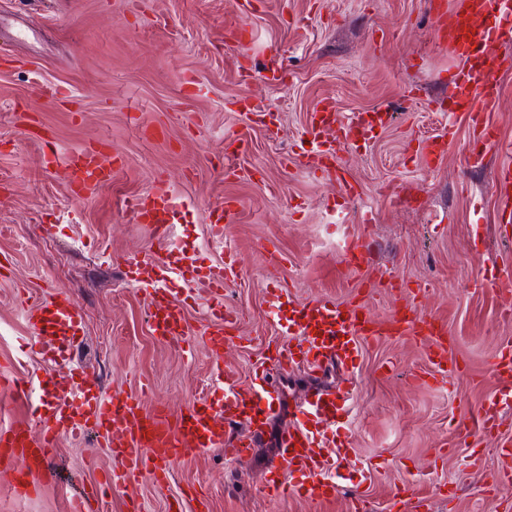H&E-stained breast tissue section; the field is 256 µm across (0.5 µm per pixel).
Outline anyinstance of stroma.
Returning a JSON list of instances; mask_svg holds the SVG:
<instances>
[{
	"mask_svg": "<svg viewBox=\"0 0 512 512\" xmlns=\"http://www.w3.org/2000/svg\"><path fill=\"white\" fill-rule=\"evenodd\" d=\"M0 0V376L94 373L109 394H138L179 410L198 397L218 398L208 349L151 334L146 293L127 282V258L167 260L150 225L128 204L165 179L180 204L173 244L199 271L234 257L237 278L226 304L243 314L224 364L250 383L279 325L316 297H358L374 319L401 309L417 289L419 312L443 321L460 372L447 385L419 382L426 350L406 338L364 339L356 358L357 390L345 431L352 452L342 473L351 480L335 497L312 501L262 490L271 447L225 462L221 452L173 462L164 482L144 472L136 499L108 492L99 512H512V500L488 489L498 445L512 437V408L499 435H478L476 409L496 394L492 356L512 344V318L493 281L512 270V225L494 203L496 168L512 161V70L491 119L501 144L479 169H467L470 131L463 118L429 110L442 98L455 58L434 42L427 0H265L250 18L256 62L240 81L224 48L233 0ZM278 54L286 84L263 78ZM61 85L52 101L40 87ZM324 96L339 113L395 112L390 129L341 163L360 195L345 203L341 183L318 180L296 163L307 115ZM247 97L275 111L274 126L250 112L226 111ZM52 136L58 154L105 143L122 166L110 183L74 199L65 170L46 165L40 144L17 122ZM455 128L452 148L426 163L423 140ZM233 140L234 172L224 168ZM399 195L400 204L387 202ZM230 199L242 216L214 242L208 205ZM369 243L365 259L387 290L361 283L348 267L346 236ZM276 250L279 266L268 263ZM63 287L80 305L83 342L73 365L38 353L24 307ZM284 288L277 309L269 292ZM482 469L468 465L472 449ZM93 438L64 439L35 489L19 494L15 461L0 458V512H67L72 494L112 469Z\"/></svg>",
	"mask_w": 512,
	"mask_h": 512,
	"instance_id": "1",
	"label": "stroma"
}]
</instances>
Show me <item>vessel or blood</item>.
I'll use <instances>...</instances> for the list:
<instances>
[{
    "label": "vessel or blood",
    "instance_id": "b4317fda",
    "mask_svg": "<svg viewBox=\"0 0 512 512\" xmlns=\"http://www.w3.org/2000/svg\"><path fill=\"white\" fill-rule=\"evenodd\" d=\"M255 0H235L236 20L224 33V46L239 63L238 75L248 78L251 71L252 35L249 18ZM432 27L439 44L459 61L448 72V113L463 116L478 142L465 156L467 167H481L486 151L500 141L489 116L500 102L499 75L512 69V0H458L447 7L444 0L430 4ZM393 114L385 109L354 112L339 116L332 99L320 100L311 112L306 134L312 150L300 154L301 165L323 180L344 181L345 173L335 166L338 153L349 145L370 144L392 124ZM51 163H63L70 186L77 195L95 191L112 179L108 157L102 151L88 149ZM495 197L501 216L512 219V164H503L496 172ZM178 208L166 182H158L149 192L136 197L130 205L138 223L151 225L158 241L170 243L173 216ZM238 210L224 202L209 210L207 221L214 239H222L225 225L235 223ZM132 286L150 296L148 319L155 335L175 339L199 336L213 360L219 364L218 382L224 392L214 402L196 398L179 412L164 403L145 407L142 397L104 395L91 375L65 385L46 381L49 399L40 401L33 412L34 429L11 427L0 431V445L8 447L12 458L28 467H39L52 456L61 437L82 438L95 434L116 461L103 481L91 491L73 496L69 512H89L92 499L101 498L106 489L135 493L145 468H152L156 481L166 479L170 464L187 455L205 456L218 450L225 460L239 461L254 448L273 438L275 455L266 468L263 488L267 494H295L310 500H324L340 490L337 464L347 461L349 452L338 449L334 435L347 414L354 391L341 386H311L296 405L287 423L275 426L283 410V391L277 379L297 360H305L315 369L340 370L345 377L355 373L354 357L365 336L411 337L425 341L428 348L427 372L439 383L454 376L457 367L450 346L444 341V325L434 317H407L377 322L364 316L360 302H336L315 298L299 305L280 332L294 338L296 349L276 348V356L264 368L261 382L240 389L233 370L223 369L224 335L237 329L241 313L224 308L215 314L212 324L193 328L179 304L174 303L166 286L171 275H189L203 288L210 300L224 295V286L235 280L232 263L209 267L197 274L193 264L180 267L170 262L133 258L129 261ZM25 318L42 354L68 355L77 336L83 333L80 308L61 287H50L44 296L25 307ZM489 371L505 388L500 397H489L477 409L483 432L499 429L504 406L512 404V350L490 361ZM501 467L496 487L512 491V441L504 440L500 451Z\"/></svg>",
    "mask_w": 512,
    "mask_h": 512
}]
</instances>
